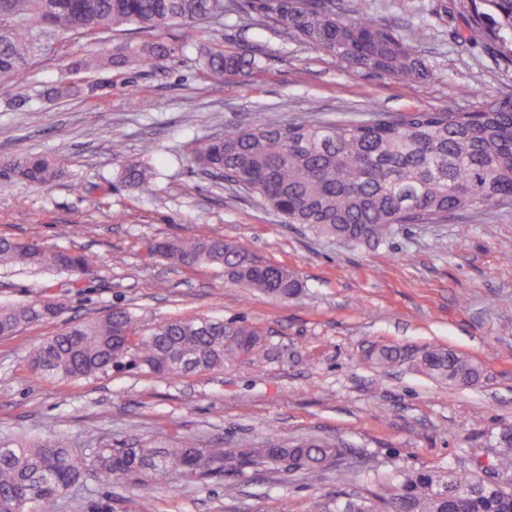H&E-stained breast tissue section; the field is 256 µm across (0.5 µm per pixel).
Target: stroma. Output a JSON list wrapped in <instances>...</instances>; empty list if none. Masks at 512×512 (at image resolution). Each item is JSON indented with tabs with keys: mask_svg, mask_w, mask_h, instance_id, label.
Here are the masks:
<instances>
[{
	"mask_svg": "<svg viewBox=\"0 0 512 512\" xmlns=\"http://www.w3.org/2000/svg\"><path fill=\"white\" fill-rule=\"evenodd\" d=\"M366 5L402 37L427 28L417 45L427 80L408 84L352 67L238 13L194 30L196 42L259 56L251 75L224 85L205 80L187 51L162 68L113 71L110 88L85 98L93 74L66 71L64 58L143 38L118 31L81 45L49 40L14 89L25 106L0 98V237L94 257L83 274L0 265V306H61L56 318L0 338V441L54 431L79 451L103 437L185 436L230 448L317 436L349 450L313 479L247 470L176 478L147 492L88 479L55 512H139L145 498L151 512H313L339 494L374 497L378 479L403 470L464 473L493 459L499 434L512 427V205L478 220L459 212L438 224H406L380 246L353 248L285 222L189 161L196 141L225 126L257 125L270 112L302 121L312 101L317 119L333 121L374 111L476 112L512 95V57L458 38L467 0ZM63 77L75 92L58 98ZM147 142L154 151L146 156ZM57 153L65 166L50 183L5 175L18 156ZM143 160L157 176L148 190H130L122 169ZM215 235L295 270L302 294L271 297L229 282L222 267L182 266L151 250L157 240ZM116 305L131 312L140 335L171 317L244 321L262 331L265 353L177 379L117 367L52 382L31 367L35 344ZM383 347L399 351L395 363L377 362ZM430 347L469 357L479 377L457 386L424 375L416 361Z\"/></svg>",
	"mask_w": 512,
	"mask_h": 512,
	"instance_id": "stroma-1",
	"label": "stroma"
}]
</instances>
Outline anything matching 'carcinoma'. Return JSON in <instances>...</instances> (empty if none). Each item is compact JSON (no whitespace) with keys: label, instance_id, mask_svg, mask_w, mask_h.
Here are the masks:
<instances>
[{"label":"carcinoma","instance_id":"cac0c4a2","mask_svg":"<svg viewBox=\"0 0 512 512\" xmlns=\"http://www.w3.org/2000/svg\"><path fill=\"white\" fill-rule=\"evenodd\" d=\"M333 0H0V97L13 96V80L41 47L34 31L46 26L62 35L93 38L132 27L155 33L146 42L117 44L110 54L87 52L69 68L97 74L114 68L159 67L194 47V27L219 23L224 14L248 11L255 20L347 64L407 81L430 70L418 50L394 29L370 16L355 0L341 16ZM473 16L461 35L470 45L499 41L512 45V0H469ZM172 23L185 26L181 40L164 37ZM215 83L247 75L259 64L253 54L213 44L201 54ZM191 163L250 191L290 224L333 237L351 247H374L402 224H435L456 211L478 215L512 204V99H494L479 112H373L353 122L306 120L284 123L275 112L263 123L224 128V135L198 141ZM62 171L59 156L28 155L12 173L34 185ZM143 162L124 168L125 183L140 189L153 180ZM156 250L183 265L207 263L229 272L231 281L266 295L298 296L303 282L285 266L247 262L244 250L213 236L159 242ZM0 262L84 273L92 257L73 250L49 251L38 242L0 238ZM58 304L36 300L0 308V337L58 314ZM133 317L120 306L104 316L72 325L42 341L32 352L35 367L55 380L94 377L123 364L176 378L190 372L222 370L244 356L259 354L257 328L209 317L171 318L134 336ZM419 368L431 377L466 384L476 370L469 360L444 349L426 351ZM336 441L306 437L269 439L241 448H207L193 439L162 442L142 438L133 445L102 439L77 456L61 433L39 443L15 439L0 445V512H54L67 489L92 474L101 483L164 484L179 473L188 481L222 477L246 469H273L315 476L345 456ZM496 471L512 481V428L500 436ZM386 512H512V487L494 488L478 474L448 476L399 472L382 484ZM315 512H375L365 498Z\"/></svg>","mask_w":512,"mask_h":512}]
</instances>
